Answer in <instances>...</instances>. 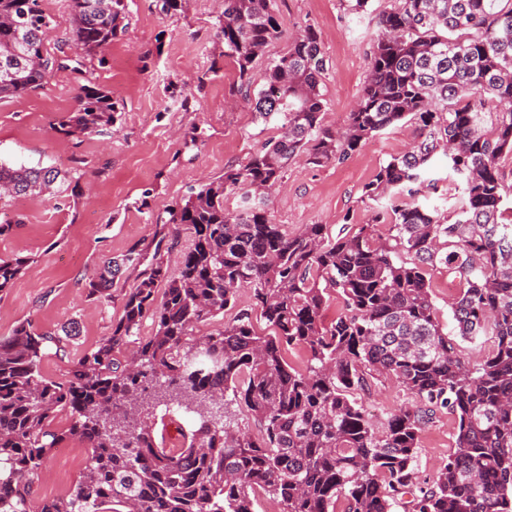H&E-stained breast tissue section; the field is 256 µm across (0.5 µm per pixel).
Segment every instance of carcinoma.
Here are the masks:
<instances>
[{
	"mask_svg": "<svg viewBox=\"0 0 512 512\" xmlns=\"http://www.w3.org/2000/svg\"><path fill=\"white\" fill-rule=\"evenodd\" d=\"M70 7L72 42L86 57L126 32L127 0ZM51 29L41 0H0V99L48 82L58 66L46 49ZM217 35L241 85L251 87L255 59L283 36L274 0H224ZM325 71L309 25L269 64L256 95H245L279 137L170 210L174 235L192 233L178 273L154 258L125 291L110 334L64 380L44 379L40 363L52 345L66 352L77 322L43 331L25 320L0 338V512H100L109 502L124 507L113 512H254L257 488L280 512H336L339 500L345 512L400 504L404 512H512V224L502 222L501 172L512 155V0H397L379 14L370 77L341 130L323 124ZM488 100L496 101L489 121ZM117 113L109 91L83 85L59 132L104 135ZM404 120L418 126L416 141L363 187L372 223L346 215L334 236L325 224L290 233L272 222L267 194L289 162L304 154L312 164H341ZM440 153L456 178L447 211L418 199L423 184L437 190L428 173ZM60 175L0 161V199L49 193ZM227 193L240 196L233 213L224 208ZM384 222L386 235L378 230ZM141 262L136 249L108 260L92 293L109 297L124 270ZM27 263L0 258V292ZM438 268L459 277L457 336L491 337L475 363L441 327L430 285ZM242 288L252 292L251 308L193 336L234 308ZM332 293L344 311L326 324ZM146 318L152 335L117 360ZM296 347L307 354L301 371L286 359ZM384 376L417 405L398 408L378 431L353 391L364 394ZM228 392L258 433L231 419L211 423L203 402ZM149 399L198 416L182 447L156 440L144 420ZM443 410L457 420L456 446L419 485L421 435ZM61 411L72 421L57 430L51 420ZM66 439L90 449L83 474L69 494L31 506V476Z\"/></svg>",
	"mask_w": 512,
	"mask_h": 512,
	"instance_id": "carcinoma-1",
	"label": "carcinoma"
}]
</instances>
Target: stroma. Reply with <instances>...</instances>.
Wrapping results in <instances>:
<instances>
[{
	"label": "stroma",
	"mask_w": 512,
	"mask_h": 512,
	"mask_svg": "<svg viewBox=\"0 0 512 512\" xmlns=\"http://www.w3.org/2000/svg\"><path fill=\"white\" fill-rule=\"evenodd\" d=\"M392 3L373 0L370 15L360 19L351 14L349 0H276L284 35L254 62L253 88H260L269 61L305 26H314L327 63L324 123L342 127L369 76L378 15ZM41 4L52 18L47 49L63 67L44 87L0 100V160L61 168L71 188L9 202L19 223L0 236V258L20 256L28 263L0 293V337L24 319L43 330L76 321L79 334L68 356L51 350L40 364L44 378L60 381L110 333L125 290L145 272L141 265L129 268L105 300L90 292L98 265L137 249L148 258L160 254L177 273L191 233H169L170 210L225 167L244 164L276 131L257 120L239 91L235 66L223 55L216 30L224 0H182L176 12L164 11L163 0H128L127 31L100 60L77 58L69 0ZM90 82L110 90L121 106L111 134L59 133V122L76 107L78 87ZM417 134L414 123L403 121L344 163L294 160L269 198L272 221L291 232L306 224L336 230L347 215L354 223H370L363 186L391 156L407 151ZM414 402L389 378L379 379L365 398L379 428L392 409ZM456 433L453 416H433L421 436L417 481L431 479L447 462ZM81 474V467L66 468L48 457L32 478V503L69 493Z\"/></svg>",
	"instance_id": "35a3bbf8"
}]
</instances>
